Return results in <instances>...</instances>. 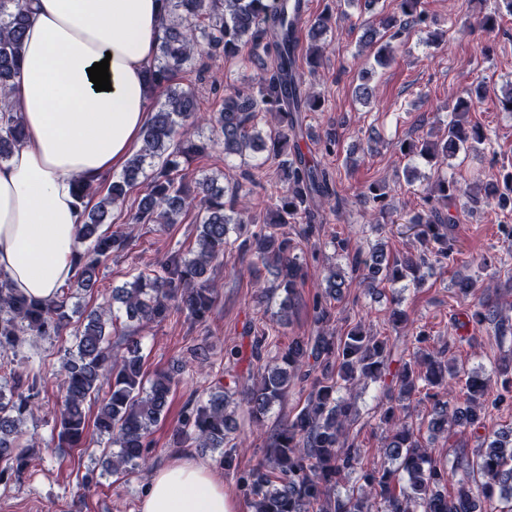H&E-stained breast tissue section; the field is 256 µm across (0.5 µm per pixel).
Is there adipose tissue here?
I'll return each mask as SVG.
<instances>
[{"label": "adipose tissue", "instance_id": "1", "mask_svg": "<svg viewBox=\"0 0 512 512\" xmlns=\"http://www.w3.org/2000/svg\"><path fill=\"white\" fill-rule=\"evenodd\" d=\"M22 63L10 96L26 138L0 163V272L13 287L56 297L74 274L81 210L75 181L99 186L149 119V70L162 0H30ZM108 61L111 88L88 76ZM140 512H237L223 480L185 458L153 471Z\"/></svg>", "mask_w": 512, "mask_h": 512}]
</instances>
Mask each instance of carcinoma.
<instances>
[{
  "mask_svg": "<svg viewBox=\"0 0 512 512\" xmlns=\"http://www.w3.org/2000/svg\"><path fill=\"white\" fill-rule=\"evenodd\" d=\"M29 0H0V163L9 160L25 138V128L11 113L9 98L22 63V41L29 20ZM307 0H165L163 37L158 46L151 81L164 96L141 134V146L126 162L121 176L112 180L95 206L85 199L98 189L77 182L75 198L84 203L78 229L84 250H75L73 268L76 290L93 292L101 266L112 255L124 251L132 239L121 230L101 232L111 208L125 202L139 179L147 180L145 191L130 221L133 224H177L180 214L200 208L195 246L184 254L170 252L157 268L140 271L132 280L112 289V302L120 304L126 319L137 323L162 322L173 313H185L196 322L208 317L216 302V289L207 272L227 251L249 258V270L259 266L276 270V289L286 294L277 317L286 323L293 313V297L300 265L293 253L292 239L284 228L302 220L303 236L319 234V212L335 215L345 199L332 188V177L318 161L305 158L299 147L302 114L323 111L321 96L304 87L303 67L314 72L320 65L321 41L331 22L327 11L308 31L302 45L298 26ZM429 27L422 0H397V13L379 14L363 29L361 41L377 46L376 62L392 59L389 43L378 36L395 28ZM249 48L248 60L264 75L250 92L224 93L223 106L214 115L213 139L191 138L189 120L196 117L191 89H177L175 75L185 65L195 66L203 56L239 57ZM451 120L439 141H405L400 151L407 163L406 180H412L413 162L422 158L439 166L459 153L492 147L491 134L468 119L472 93L457 95ZM276 118L278 128L269 135L256 129L260 114ZM220 147L224 159L248 152L263 154L243 179L260 180L269 160L277 161L283 187L270 196L271 206L263 216L245 219L236 208L243 184L229 188L209 175L195 181L191 191L173 175L179 160L186 162ZM153 168L152 175L146 168ZM464 200L469 210L495 204L512 212V172L500 183H473L466 187L445 174H437L423 197L425 210L410 218L417 225L416 248L403 256L388 254L382 247L364 253L351 250L343 239L333 241L350 270L361 274L360 283L376 288L381 283L395 286L407 281L419 285L423 270L452 260L448 247V225L455 217L445 214L451 205ZM345 270L330 271L324 291L313 300L319 326L313 341L296 339L267 364L260 378L245 382L239 375L219 380L204 399H189L176 429V443L189 444L200 453L220 451L219 462L234 468L228 449L233 431L227 412L233 397L242 393L253 422L261 426L275 404L298 379L308 387L305 405L269 439L267 458L238 473L236 486L252 512H477L479 504L488 512H512V429L480 435L481 449L475 459L459 453L464 475L448 492V469L429 449L420 445L413 429L401 417L403 401L418 393L432 400L428 430L444 433L452 426L485 428L489 407L512 401V358L495 369L501 392L490 402L478 401L487 381L475 375L461 379L453 365V346H442L419 358L401 360L393 379L397 396L380 414L391 435L383 444L384 456L397 467L362 472V483L345 496L336 486L345 473L359 464L361 448L350 437L357 410L338 396L342 388L356 382H385L391 349L388 339L379 338L360 326L336 336L329 332L332 319L328 299L348 287ZM73 293L62 288L54 300L28 297L0 276V357L18 356L34 337H73L74 349L61 362L62 400L54 420L60 448H79L87 439L86 406L98 399L102 384L107 398L98 407L94 427L117 447L105 458L108 471L121 474L140 466L152 448L151 435L165 416L175 384L174 374L160 371L147 378L138 343L126 339L125 351L112 345L117 316L111 307L88 312L82 321H72L69 301ZM468 320L486 326L497 336L512 334V321L501 308L483 300L475 304ZM253 334L251 357L260 360L267 347V332L250 326ZM38 375L12 372L0 383V483L19 482L33 460L32 449L20 442L23 426L38 421Z\"/></svg>",
  "mask_w": 512,
  "mask_h": 512,
  "instance_id": "carcinoma-1",
  "label": "carcinoma"
}]
</instances>
